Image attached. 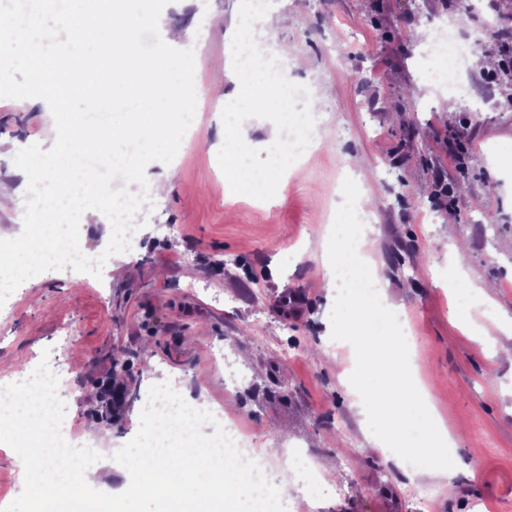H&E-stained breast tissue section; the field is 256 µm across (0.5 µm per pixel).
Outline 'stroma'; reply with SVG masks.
Segmentation results:
<instances>
[{
	"mask_svg": "<svg viewBox=\"0 0 512 512\" xmlns=\"http://www.w3.org/2000/svg\"><path fill=\"white\" fill-rule=\"evenodd\" d=\"M457 0H271L282 24L273 47L304 90L291 109L318 103L329 149L291 161L283 182L231 194L223 171L220 114L236 85L234 33L245 0H170L160 31L195 45L197 110L177 155L168 193L147 195L140 243L113 255L101 277L44 272L0 306V385L36 368L43 353L61 365L68 422L83 444L104 427L101 491L130 484L114 454L139 428L143 393L174 376L184 397L223 402L258 448L257 463L288 476V458L332 459L314 495L294 485L296 512H512V364L480 346L449 315L443 280L450 244L472 280H490L498 345L512 346L498 319H512V90L496 88L482 109L431 81L414 40L441 21L461 34L481 23ZM51 144L37 99L0 98V224L22 209L12 143ZM442 171L456 189L448 206L434 187ZM368 203L362 244L413 332V350L437 413L460 434L447 474L412 479L366 438L343 376L356 360L329 349L335 293L321 283L328 234L345 176ZM292 359H284V351ZM123 388L112 412L105 387ZM436 497L418 499V483Z\"/></svg>",
	"mask_w": 512,
	"mask_h": 512,
	"instance_id": "stroma-1",
	"label": "stroma"
}]
</instances>
